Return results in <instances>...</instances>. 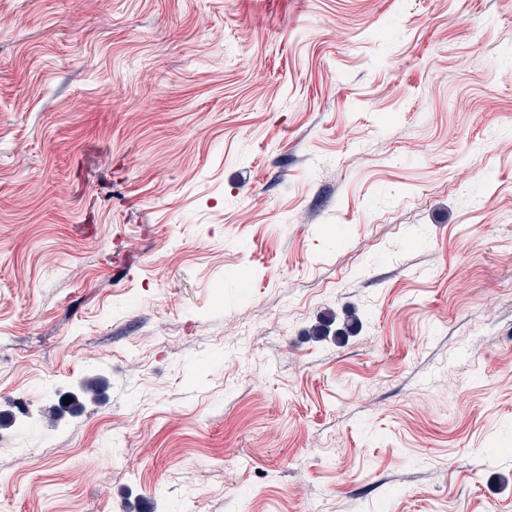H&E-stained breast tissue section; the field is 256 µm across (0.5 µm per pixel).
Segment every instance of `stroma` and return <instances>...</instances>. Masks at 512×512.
Returning <instances> with one entry per match:
<instances>
[{
	"mask_svg": "<svg viewBox=\"0 0 512 512\" xmlns=\"http://www.w3.org/2000/svg\"><path fill=\"white\" fill-rule=\"evenodd\" d=\"M0 512H512V0H0Z\"/></svg>",
	"mask_w": 512,
	"mask_h": 512,
	"instance_id": "stroma-1",
	"label": "stroma"
}]
</instances>
